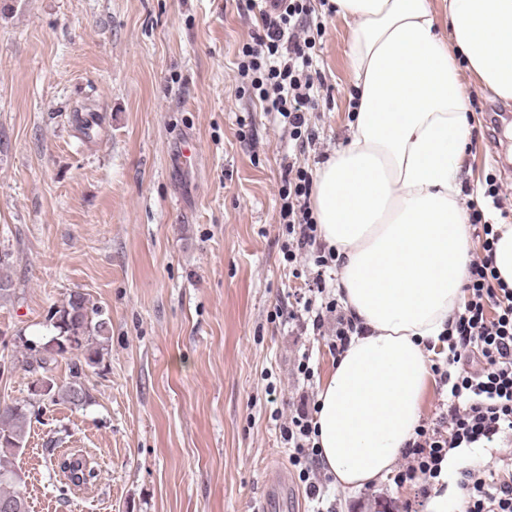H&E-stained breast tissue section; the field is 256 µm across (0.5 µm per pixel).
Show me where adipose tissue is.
<instances>
[{"label":"adipose tissue","mask_w":512,"mask_h":512,"mask_svg":"<svg viewBox=\"0 0 512 512\" xmlns=\"http://www.w3.org/2000/svg\"><path fill=\"white\" fill-rule=\"evenodd\" d=\"M354 25L355 110L347 145L317 171L313 211L343 257L352 337L318 395L322 463L358 489L391 472L419 421L437 340L466 276L459 147L469 96L459 68L512 101V0H333Z\"/></svg>","instance_id":"1"}]
</instances>
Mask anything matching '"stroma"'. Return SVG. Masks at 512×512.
<instances>
[{
    "mask_svg": "<svg viewBox=\"0 0 512 512\" xmlns=\"http://www.w3.org/2000/svg\"><path fill=\"white\" fill-rule=\"evenodd\" d=\"M325 78L300 160L316 172L348 140L352 27L319 7ZM257 15L234 0H0V356L17 336L48 340L49 311L85 293L110 321L83 407L44 404L9 465L29 512H255L286 474L303 486L271 417L296 399L293 360L321 339L272 317L298 289L282 262L278 186L287 129L243 94L237 74ZM472 121L461 186L512 183V101L469 72ZM198 148L183 163L186 142ZM88 454L87 488L59 468ZM390 479L338 490V512H400Z\"/></svg>",
    "mask_w": 512,
    "mask_h": 512,
    "instance_id": "1",
    "label": "stroma"
}]
</instances>
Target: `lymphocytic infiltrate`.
Instances as JSON below:
<instances>
[{
    "label": "lymphocytic infiltrate",
    "instance_id": "f902f5d3",
    "mask_svg": "<svg viewBox=\"0 0 512 512\" xmlns=\"http://www.w3.org/2000/svg\"><path fill=\"white\" fill-rule=\"evenodd\" d=\"M245 6L257 11L261 29L242 47L239 74L250 77L265 111L287 127L298 148L313 145L307 115L318 103L315 87L322 80L313 62L323 21L311 0H245ZM485 184L481 200L468 206L478 246L469 254L463 302L449 315L439 356L431 364L439 403L434 418L420 421L405 444L393 483L429 498L444 462L455 452L490 448L494 454L486 463L459 473V512H512V287L496 270L499 232L485 218L486 208H500L507 190L491 176ZM278 195L279 222L286 234L281 253L288 273L303 279L307 268L315 270L312 281L294 292L285 322L295 335L325 338L330 353L342 356L363 326L327 284V270L340 267L342 258L319 233L311 205L312 174L288 161ZM311 358L306 351L296 357L299 400L281 421L279 434L288 462L305 486L310 512H336L329 497L333 478L315 443L318 393Z\"/></svg>",
    "mask_w": 512,
    "mask_h": 512
}]
</instances>
